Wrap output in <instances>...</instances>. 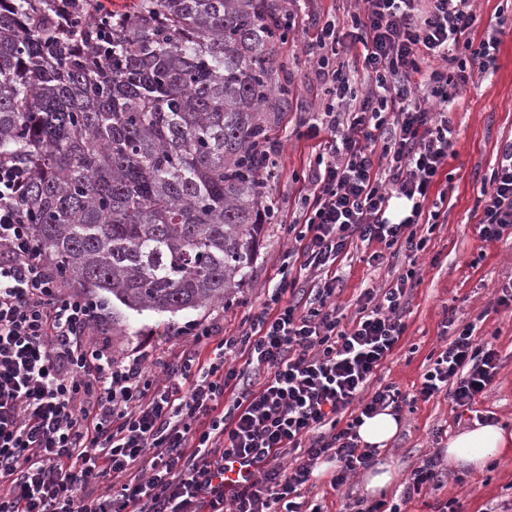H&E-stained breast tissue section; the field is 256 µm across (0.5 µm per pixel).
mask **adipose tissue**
Returning <instances> with one entry per match:
<instances>
[{"label":"adipose tissue","mask_w":512,"mask_h":512,"mask_svg":"<svg viewBox=\"0 0 512 512\" xmlns=\"http://www.w3.org/2000/svg\"><path fill=\"white\" fill-rule=\"evenodd\" d=\"M512 452V431L494 423L475 425L448 440L446 455L450 463L482 468L493 457Z\"/></svg>","instance_id":"1"}]
</instances>
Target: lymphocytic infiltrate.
<instances>
[{
  "mask_svg": "<svg viewBox=\"0 0 512 512\" xmlns=\"http://www.w3.org/2000/svg\"><path fill=\"white\" fill-rule=\"evenodd\" d=\"M349 18L343 36L327 18L310 45L314 76L334 100L307 130L324 144L305 176L299 268L284 266L237 334L194 326L192 349L165 367V381L142 356L118 362L89 345L104 324L65 292L25 221L26 167L0 161V512H311L304 491L321 461L335 462V489L374 463L357 429L407 401L372 380L406 331L416 272L363 289L345 324L328 271L357 240L372 245V266L425 250L416 228L439 218L426 202L454 145L449 109L474 74L494 69L506 20L475 45L472 0H356ZM340 44L351 61H337ZM478 203L483 240L512 235V140ZM296 272L314 279L305 307L287 297ZM233 352L245 369L228 364ZM497 373L496 348L469 323L418 394L468 408ZM237 460L254 471L225 487Z\"/></svg>",
  "mask_w": 512,
  "mask_h": 512,
  "instance_id": "f902f5d3",
  "label": "lymphocytic infiltrate"
}]
</instances>
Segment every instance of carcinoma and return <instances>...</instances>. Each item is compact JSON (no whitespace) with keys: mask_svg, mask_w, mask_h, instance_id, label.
I'll return each instance as SVG.
<instances>
[{"mask_svg":"<svg viewBox=\"0 0 512 512\" xmlns=\"http://www.w3.org/2000/svg\"><path fill=\"white\" fill-rule=\"evenodd\" d=\"M278 0H0V159L25 220L101 312L196 309L248 279L270 117L291 94Z\"/></svg>","mask_w":512,"mask_h":512,"instance_id":"carcinoma-1","label":"carcinoma"}]
</instances>
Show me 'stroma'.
<instances>
[{"mask_svg":"<svg viewBox=\"0 0 512 512\" xmlns=\"http://www.w3.org/2000/svg\"><path fill=\"white\" fill-rule=\"evenodd\" d=\"M351 0H310V14L321 11L345 18ZM299 20L280 53L288 60L286 76L292 94L271 122V138L278 145L277 165L267 180L268 196L277 211L276 223L265 225L261 246L246 283L224 301L174 315L128 314L110 345L115 358L141 352L155 378L161 365L192 346L186 331L198 323L218 326L225 335L235 334L243 317L261 306L280 271L294 239L290 224L299 215L303 171L319 152L316 141L306 138L309 121L322 111L327 98L311 73L306 47L316 34L310 19ZM456 143L444 166L437 192L439 222L434 230L418 226L428 243L416 265L398 259L373 268L366 264L367 248L358 245L341 254L331 271L338 279L336 304L344 316H352L363 288H380L408 268H415L419 283L414 288L404 321L406 332L378 373L376 384H393L401 393L414 394L431 354L441 345L442 323L453 318L474 324L475 334L493 340L499 352V369L491 388L475 405L512 431V307H496L498 291L512 281V236L482 241L478 234L480 189L487 184L497 163V152L512 140V31L500 37L493 71L474 75L464 88L456 108L449 112ZM399 433L381 448L378 460L393 466L396 476L386 493L387 502L400 503L403 512H436L440 503L452 502L455 512H512V453L490 460L482 469L444 465L438 485L410 490L411 473L423 459L444 453L449 437L471 428L458 418L444 398L416 401L402 407ZM331 474L323 472L309 501L321 512H350L356 499L365 497L361 475L351 476L345 486L332 489Z\"/></svg>","mask_w":512,"mask_h":512,"instance_id":"obj_1","label":"stroma"}]
</instances>
